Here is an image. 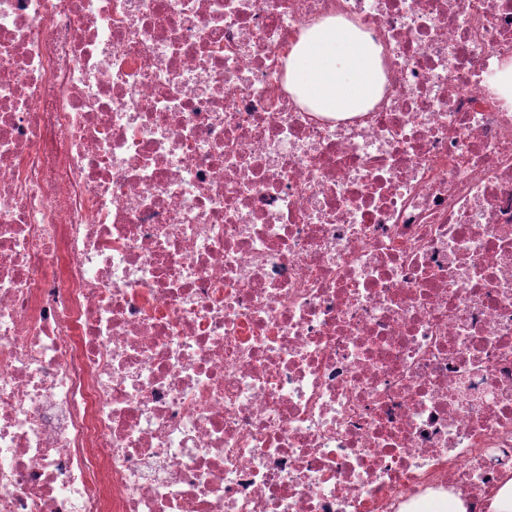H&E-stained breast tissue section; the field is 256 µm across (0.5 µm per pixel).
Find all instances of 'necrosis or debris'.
<instances>
[{
  "label": "necrosis or debris",
  "mask_w": 512,
  "mask_h": 512,
  "mask_svg": "<svg viewBox=\"0 0 512 512\" xmlns=\"http://www.w3.org/2000/svg\"><path fill=\"white\" fill-rule=\"evenodd\" d=\"M330 17L347 118L286 86ZM510 58L512 0H0V512H487ZM381 47L341 17L300 34L288 82L313 112H366L380 98ZM493 87L504 99L505 105L512 106V59L500 65Z\"/></svg>",
  "instance_id": "necrosis-or-debris-1"
}]
</instances>
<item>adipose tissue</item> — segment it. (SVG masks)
I'll return each instance as SVG.
<instances>
[{
	"label": "adipose tissue",
	"instance_id": "adipose-tissue-1",
	"mask_svg": "<svg viewBox=\"0 0 512 512\" xmlns=\"http://www.w3.org/2000/svg\"><path fill=\"white\" fill-rule=\"evenodd\" d=\"M381 47L345 19L300 34L288 57V82L315 112H364L380 98Z\"/></svg>",
	"mask_w": 512,
	"mask_h": 512
}]
</instances>
